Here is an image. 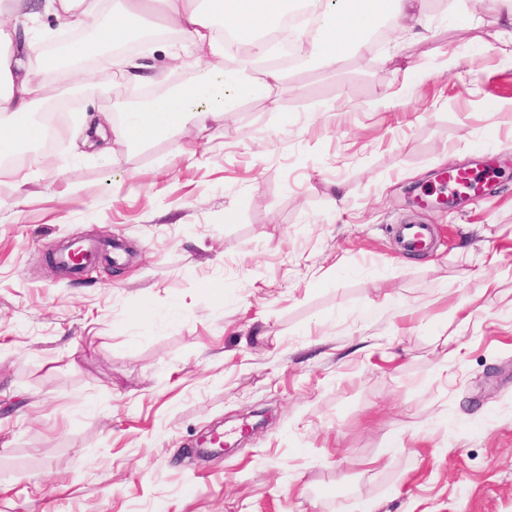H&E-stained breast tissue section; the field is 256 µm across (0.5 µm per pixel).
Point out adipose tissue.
<instances>
[{"instance_id": "adipose-tissue-1", "label": "adipose tissue", "mask_w": 512, "mask_h": 512, "mask_svg": "<svg viewBox=\"0 0 512 512\" xmlns=\"http://www.w3.org/2000/svg\"><path fill=\"white\" fill-rule=\"evenodd\" d=\"M165 24L183 38L186 47L208 50L211 60L201 65L195 83L176 91L151 108L131 113L127 122L114 124L101 114L85 124L86 145L107 156L109 139L146 143L168 136L186 126L199 132L227 113L238 111L248 99L270 98L283 77L272 67L228 68L229 53L224 33L251 45L256 57L274 55L276 46L265 40L269 31L280 30L282 21L296 8L310 9L314 26L295 29L290 39L306 67H337L347 55L368 44L371 28L382 20L401 22L404 30L417 33L425 26L422 0H163ZM43 12L65 19L77 27L92 23L93 39L69 43L74 59L95 56L109 45L125 40L145 24L143 10L126 6L105 8L102 0H11L0 4V160L20 153L22 146H36L43 137L40 123L32 115L36 105L48 99L54 81L63 79L74 86L86 80L83 69H62L53 55H34L30 42L17 39L19 10Z\"/></svg>"}]
</instances>
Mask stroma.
I'll return each mask as SVG.
<instances>
[{"instance_id": "stroma-1", "label": "stroma", "mask_w": 512, "mask_h": 512, "mask_svg": "<svg viewBox=\"0 0 512 512\" xmlns=\"http://www.w3.org/2000/svg\"><path fill=\"white\" fill-rule=\"evenodd\" d=\"M424 11L420 43L114 141L108 169L76 120L111 85L59 83L55 162L0 175V512H512V45L496 0ZM490 162L484 201L409 204ZM405 223L435 250L397 253ZM103 235L123 262L51 271ZM251 409L266 429L195 458Z\"/></svg>"}]
</instances>
